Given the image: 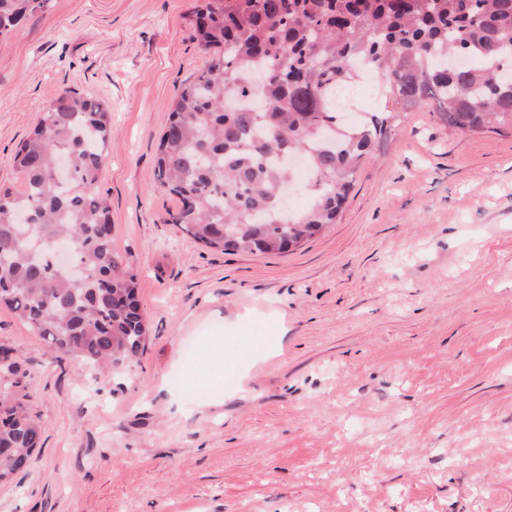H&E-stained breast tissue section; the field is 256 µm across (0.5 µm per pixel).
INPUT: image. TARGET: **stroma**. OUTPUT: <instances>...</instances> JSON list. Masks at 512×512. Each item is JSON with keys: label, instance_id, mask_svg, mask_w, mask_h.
<instances>
[{"label": "stroma", "instance_id": "35a3bbf8", "mask_svg": "<svg viewBox=\"0 0 512 512\" xmlns=\"http://www.w3.org/2000/svg\"><path fill=\"white\" fill-rule=\"evenodd\" d=\"M195 0H49L0 37V186L67 88L112 109L98 183L147 339L121 376L0 306L42 428L0 512H512V130L449 128L380 80L388 119L336 224L296 250H210L166 223L156 149L204 66ZM224 343V363L206 354Z\"/></svg>", "mask_w": 512, "mask_h": 512}]
</instances>
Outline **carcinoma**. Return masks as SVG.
I'll use <instances>...</instances> for the list:
<instances>
[{
	"mask_svg": "<svg viewBox=\"0 0 512 512\" xmlns=\"http://www.w3.org/2000/svg\"><path fill=\"white\" fill-rule=\"evenodd\" d=\"M49 0H0V35ZM190 22L205 67L184 84L157 147L156 179L179 208L167 224L221 251L282 253L336 223L354 176L387 120L338 125L340 89L360 70L405 106L429 105L448 127H512V0H200ZM450 54L469 66L439 68ZM255 105L229 109L224 91ZM112 112L66 91L20 143L22 189L0 187V304L42 338L53 358H80L114 376L143 352L147 328L138 282L112 247L107 199L97 190ZM302 153L310 203L279 207L293 172L276 162ZM48 242L72 246L82 279L58 267ZM9 350L0 347V482L39 463L41 426L23 398Z\"/></svg>",
	"mask_w": 512,
	"mask_h": 512,
	"instance_id": "1",
	"label": "carcinoma"
}]
</instances>
